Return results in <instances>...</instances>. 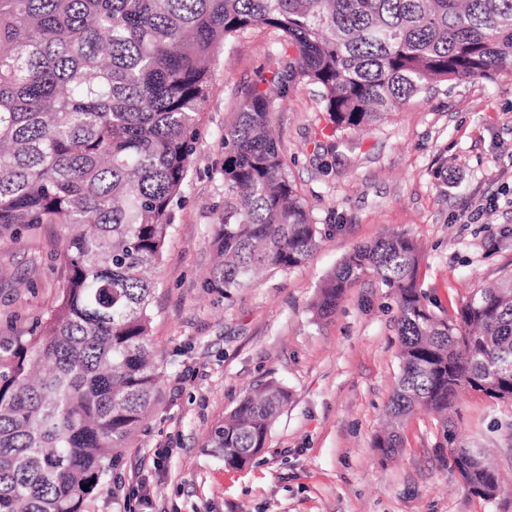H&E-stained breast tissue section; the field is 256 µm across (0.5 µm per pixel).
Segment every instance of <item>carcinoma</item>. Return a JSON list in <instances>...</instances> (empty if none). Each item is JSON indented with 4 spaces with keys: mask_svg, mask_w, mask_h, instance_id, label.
I'll return each instance as SVG.
<instances>
[{
    "mask_svg": "<svg viewBox=\"0 0 512 512\" xmlns=\"http://www.w3.org/2000/svg\"><path fill=\"white\" fill-rule=\"evenodd\" d=\"M257 27L275 59L224 128L232 202L216 225L207 287L304 264L319 245L285 170L272 116L301 83L321 89L331 135L378 122L451 80L512 74V0H0V235L59 224L66 276L39 330L0 343V512H89L159 388L149 336L154 272L200 139L217 52ZM421 249L388 234L344 256L313 302L335 313L362 275L398 307L400 373L374 447L388 457L418 408L468 493L498 499L503 475L463 445L458 392L512 396V271L452 313L426 303ZM288 403L269 383L210 445L230 468L265 447Z\"/></svg>",
    "mask_w": 512,
    "mask_h": 512,
    "instance_id": "obj_1",
    "label": "carcinoma"
}]
</instances>
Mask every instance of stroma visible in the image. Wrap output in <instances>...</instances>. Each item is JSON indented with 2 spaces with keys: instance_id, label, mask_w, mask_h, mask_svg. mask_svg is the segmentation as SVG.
Instances as JSON below:
<instances>
[{
  "instance_id": "stroma-1",
  "label": "stroma",
  "mask_w": 512,
  "mask_h": 512,
  "mask_svg": "<svg viewBox=\"0 0 512 512\" xmlns=\"http://www.w3.org/2000/svg\"><path fill=\"white\" fill-rule=\"evenodd\" d=\"M292 49L256 28L220 50L201 135L157 269L150 338L162 379L90 512H503L467 494L438 456L436 421L412 415L393 458L373 446L399 377L397 306L373 277L315 318L323 278L353 248L389 233L422 247L419 284L452 311L512 270V76L437 84L380 122L324 136L317 87L299 84L273 115L288 176L320 243L307 263L267 270L225 298L207 288L224 214V127ZM495 201L474 222L471 210ZM63 229L0 237V337L26 336L56 304ZM275 382L290 398L264 450L239 469L209 445L240 400ZM457 426L512 474V403L466 391Z\"/></svg>"
}]
</instances>
